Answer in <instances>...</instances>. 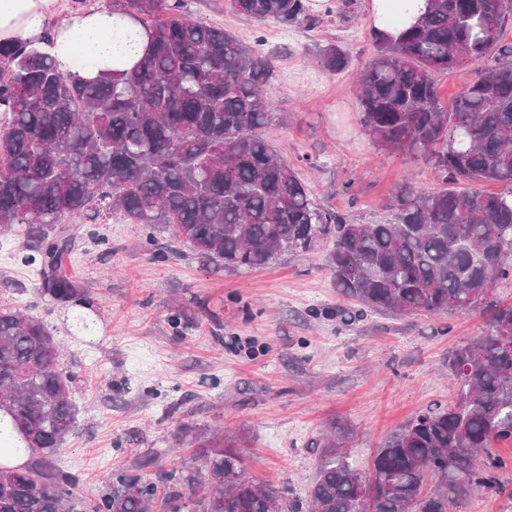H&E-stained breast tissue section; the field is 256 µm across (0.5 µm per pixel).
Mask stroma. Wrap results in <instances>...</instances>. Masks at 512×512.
<instances>
[{
  "instance_id": "35a3bbf8",
  "label": "stroma",
  "mask_w": 512,
  "mask_h": 512,
  "mask_svg": "<svg viewBox=\"0 0 512 512\" xmlns=\"http://www.w3.org/2000/svg\"><path fill=\"white\" fill-rule=\"evenodd\" d=\"M355 2L349 21L321 13L280 38L232 13L228 0H185V13L245 44L262 39L275 56L266 137L321 207L364 224L402 185L430 188L434 179L427 159L380 149L361 129L355 73L374 55L372 0ZM328 43L349 50V71L321 67L317 49ZM78 231L68 272L92 304L90 329L77 324V306L39 296L33 267L21 262L20 231L0 235L9 247L0 254V304L41 319L61 343L59 369L78 377L76 428L52 462L78 475L75 494L87 502L106 492L111 472L148 455L151 477L202 466L206 451L184 440L188 427L233 442L247 480L306 500L330 422L351 428V459L366 468L393 433L453 399L449 357L484 326L477 311L351 319L353 303L321 254L232 273L207 268L189 248L168 250V231L156 234L161 258L138 224L114 219ZM499 453L508 461L504 494L470 496L457 512L512 504V447Z\"/></svg>"
}]
</instances>
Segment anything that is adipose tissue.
I'll return each instance as SVG.
<instances>
[{
  "mask_svg": "<svg viewBox=\"0 0 512 512\" xmlns=\"http://www.w3.org/2000/svg\"><path fill=\"white\" fill-rule=\"evenodd\" d=\"M49 0H0V41L38 45ZM147 32L128 16L89 9L63 17L49 52L59 71L92 81L102 73L132 67L144 55Z\"/></svg>",
  "mask_w": 512,
  "mask_h": 512,
  "instance_id": "1",
  "label": "adipose tissue"
}]
</instances>
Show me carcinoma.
I'll return each mask as SVG.
<instances>
[{
    "label": "carcinoma",
    "mask_w": 512,
    "mask_h": 512,
    "mask_svg": "<svg viewBox=\"0 0 512 512\" xmlns=\"http://www.w3.org/2000/svg\"><path fill=\"white\" fill-rule=\"evenodd\" d=\"M413 25L371 28L372 60L357 73L365 134L390 152L423 156L436 186H402L370 224L321 208L263 135L272 58L224 28L182 16L183 0H112L150 37L132 69L96 82L65 75L46 53L0 43V232L24 227L21 262L39 295L82 302L63 260L65 225L129 224L173 231L203 264L241 271L285 253L315 254L329 240L340 294L369 312L441 314L483 308L482 336L450 360L456 400L416 416L374 453L367 474L349 461L350 430L332 423L308 491V512H454L477 491H502L512 445V304L493 288L512 277V0H425ZM260 24L308 27V0H229ZM331 73L351 66L336 43L318 49ZM475 77L452 109L438 75ZM502 185L498 192L470 183ZM63 228L56 229L57 225ZM59 347L42 320L0 307V409L42 457L0 469V512H73L77 478L50 464L74 431L76 377L57 369ZM227 445L205 468L148 478L117 471L84 512H300L284 492L243 477Z\"/></svg>",
    "instance_id": "obj_1"
}]
</instances>
